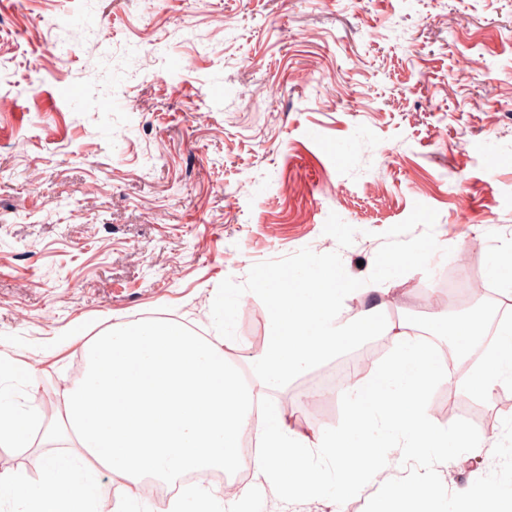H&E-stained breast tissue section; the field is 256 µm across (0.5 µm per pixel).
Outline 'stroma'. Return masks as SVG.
Instances as JSON below:
<instances>
[{"instance_id":"1","label":"stroma","mask_w":512,"mask_h":512,"mask_svg":"<svg viewBox=\"0 0 512 512\" xmlns=\"http://www.w3.org/2000/svg\"><path fill=\"white\" fill-rule=\"evenodd\" d=\"M417 202L451 250L433 272L459 277L437 293L406 273L393 322L471 309L467 286L512 244V0H0V357L32 366L0 387L41 418L28 446H0V474L58 449L46 429L84 367L62 333L154 318L211 335L224 279L304 247L367 278ZM244 300L233 360L264 337L263 304ZM336 366L272 390L292 427L338 425L340 394L308 399ZM450 404L496 442L512 391L440 385L436 422ZM495 465L436 470L454 492ZM246 483L249 512L335 508Z\"/></svg>"}]
</instances>
